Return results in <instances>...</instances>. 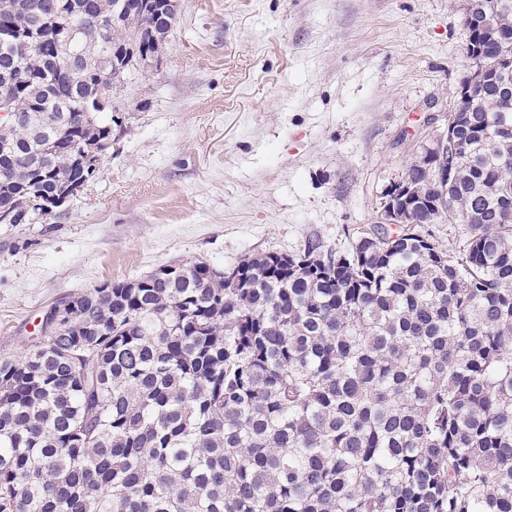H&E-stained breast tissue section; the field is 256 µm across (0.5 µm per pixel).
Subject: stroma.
<instances>
[{"mask_svg": "<svg viewBox=\"0 0 512 512\" xmlns=\"http://www.w3.org/2000/svg\"><path fill=\"white\" fill-rule=\"evenodd\" d=\"M464 0H178L123 88L119 153L46 224H0V359L106 280L336 244L445 127Z\"/></svg>", "mask_w": 512, "mask_h": 512, "instance_id": "stroma-1", "label": "stroma"}]
</instances>
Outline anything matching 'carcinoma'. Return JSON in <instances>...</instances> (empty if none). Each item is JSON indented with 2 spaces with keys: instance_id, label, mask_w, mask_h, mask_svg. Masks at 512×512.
I'll return each instance as SVG.
<instances>
[{
  "instance_id": "obj_1",
  "label": "carcinoma",
  "mask_w": 512,
  "mask_h": 512,
  "mask_svg": "<svg viewBox=\"0 0 512 512\" xmlns=\"http://www.w3.org/2000/svg\"><path fill=\"white\" fill-rule=\"evenodd\" d=\"M466 54L512 57V9ZM67 0H0V206L41 224L72 152L112 134L103 55L131 69L168 36L173 0H81L88 57L54 53ZM118 15L110 46L100 25ZM38 42L17 56L14 41ZM489 74L458 98L402 181L412 223L334 246L105 281L53 305L63 331L0 360V512H512V109ZM465 224L445 248L424 224Z\"/></svg>"
}]
</instances>
